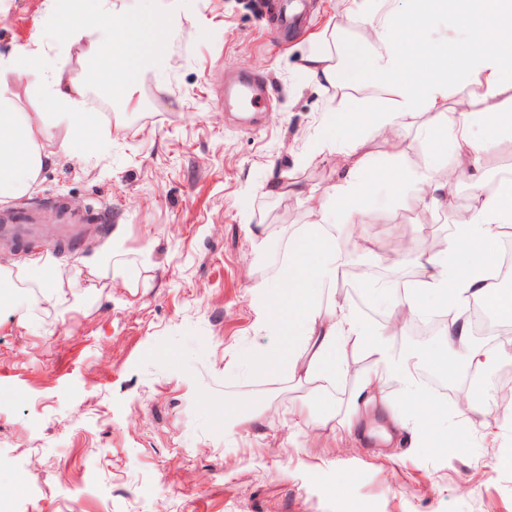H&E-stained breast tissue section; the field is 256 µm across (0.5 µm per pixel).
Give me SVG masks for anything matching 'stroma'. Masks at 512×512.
<instances>
[{
	"mask_svg": "<svg viewBox=\"0 0 512 512\" xmlns=\"http://www.w3.org/2000/svg\"><path fill=\"white\" fill-rule=\"evenodd\" d=\"M144 32L164 29V71L145 73L127 95L90 84L83 44L57 36L70 0H0V77L35 110L36 80L14 68L20 51L83 83L112 148L45 166L32 190L0 203V220L31 225L0 242V500L12 512H512V410L459 416L450 389L470 368L443 331L404 334L447 391L421 384L407 395L394 377L384 392L403 405L446 407L426 447L368 433L342 440L306 413L335 412L358 380L341 375L315 397L281 373L248 370L274 344L259 323L308 206L266 194L293 173L319 188L336 159L313 164L324 115L337 91L302 67L308 38L342 24L354 34L351 0H308L298 23L269 34L277 0H154ZM250 77L264 90L240 109L229 86ZM453 211L415 204L410 192L377 188L365 224L342 246L369 271L353 286L365 310L388 316L419 264L448 236ZM265 229L256 248L252 232ZM410 239L412 253L385 267L375 244ZM118 247L138 275L100 263ZM53 265L52 288L32 268ZM265 398L264 424L225 436V400Z\"/></svg>",
	"mask_w": 512,
	"mask_h": 512,
	"instance_id": "stroma-1",
	"label": "stroma"
}]
</instances>
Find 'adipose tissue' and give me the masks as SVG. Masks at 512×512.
<instances>
[{"mask_svg":"<svg viewBox=\"0 0 512 512\" xmlns=\"http://www.w3.org/2000/svg\"><path fill=\"white\" fill-rule=\"evenodd\" d=\"M353 14L359 22L354 38L332 27L335 50L317 46L303 58L304 70L318 84L342 91L330 113L335 123L349 121V136L342 142L327 131L316 152L340 155L344 171L324 189L289 174L266 188L270 195L304 198L312 220L289 247L286 271L276 285L275 309L261 319L262 328L277 342L255 364L286 371L326 394L344 369L345 355L362 352L371 358L373 370L360 377L340 418L331 422L319 416L315 422L348 433L381 412L399 433L411 419H426L428 410L418 408L412 418L396 411L384 393L385 377L393 375L407 392H414L415 363L392 352L387 326L370 327L335 298L337 273L347 260L340 241L363 223L375 190L364 146L369 137L380 138L398 168L395 188L413 190L423 204L446 205L462 183L473 187L469 219L456 224L444 250L422 262V275L398 304L419 316L425 312L424 298L437 297L454 314L446 332L448 344L459 349L474 371L492 372L497 353L474 341L458 309L479 301L495 315L512 318V294L493 288L487 276L502 237L512 227V174L500 176L490 189L484 171L498 140L512 139V119L505 113L512 107V0H358ZM140 22L129 0H89L82 14L62 22L60 37L73 44L86 42L87 55L104 60V80L120 95L163 57L159 47L143 53ZM119 25L124 28L120 34L115 31ZM435 28L440 31L436 39L420 38V31ZM21 64L36 76L48 109L25 111L16 93L0 81V200L31 190L57 152L82 157L88 135H95L100 146L111 141L98 113L85 109L80 84L62 70L45 71L40 52L25 53ZM355 75L374 92L363 107L347 94ZM460 83L469 87V94L451 99V87ZM407 124L417 125L422 137L434 128L444 130L455 149L454 163L443 171L433 160L410 164L412 146L400 134ZM60 126L68 130V139L58 151L46 150L45 141Z\"/></svg>","mask_w":512,"mask_h":512,"instance_id":"adipose-tissue-1","label":"adipose tissue"}]
</instances>
